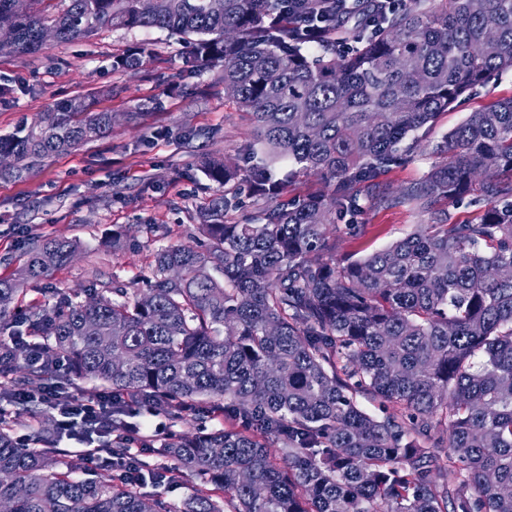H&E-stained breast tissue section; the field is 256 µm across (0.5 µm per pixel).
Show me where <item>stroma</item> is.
Wrapping results in <instances>:
<instances>
[{"label": "stroma", "instance_id": "stroma-1", "mask_svg": "<svg viewBox=\"0 0 512 512\" xmlns=\"http://www.w3.org/2000/svg\"><path fill=\"white\" fill-rule=\"evenodd\" d=\"M140 43L154 50L142 70L113 68L114 58ZM187 51L165 31L102 28L22 59L0 54V133L66 99L92 100L115 118L107 137L45 160L25 179H0V277L14 273L33 237H65L79 246L67 266L25 284L24 302L53 293L82 302L90 288L144 287L154 252L189 243L197 212L215 189L200 160L244 165L252 116L225 96L222 67L184 70ZM510 97L512 70L475 86L424 128L412 160L381 176L376 191L362 195L359 212L337 219V259L364 258L426 223V215L391 203V196L427 176L441 160L437 145L469 113ZM130 112L137 121L127 120ZM118 233L123 246L116 250Z\"/></svg>", "mask_w": 512, "mask_h": 512}]
</instances>
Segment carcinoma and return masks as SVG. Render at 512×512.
<instances>
[{
    "mask_svg": "<svg viewBox=\"0 0 512 512\" xmlns=\"http://www.w3.org/2000/svg\"><path fill=\"white\" fill-rule=\"evenodd\" d=\"M29 0L0 26V54L40 52L41 32L70 43L101 28L186 39L184 67L224 64V94L254 120L246 169L220 158L199 170L216 190L197 213L195 244L156 251L145 288L112 287L17 310L18 280H37L77 252L31 241L20 279L0 277V335L43 336V363L13 380L27 391L0 419V512H172L138 480L79 478L46 422L36 448L13 421L43 405L55 360L63 382L96 381L127 401L153 400L172 419L203 399L237 426L160 441L151 477L200 481L179 512H512V98L471 113L439 148L443 160L398 201L428 223L363 259L336 262L330 227L361 209L358 192L421 146L418 132L492 75L512 69V0H409L370 35L321 20L319 54L293 38L289 0ZM351 42L344 51L337 42ZM142 44L113 66L136 70ZM112 132V113L83 99L0 135L21 179L44 159ZM332 186L303 202L271 166ZM247 192L257 218L229 224ZM470 193L474 220L444 205ZM26 349L4 340L0 377ZM363 396L396 406L379 419ZM450 448L436 466L434 449Z\"/></svg>",
    "mask_w": 512,
    "mask_h": 512,
    "instance_id": "cac0c4a2",
    "label": "carcinoma"
}]
</instances>
